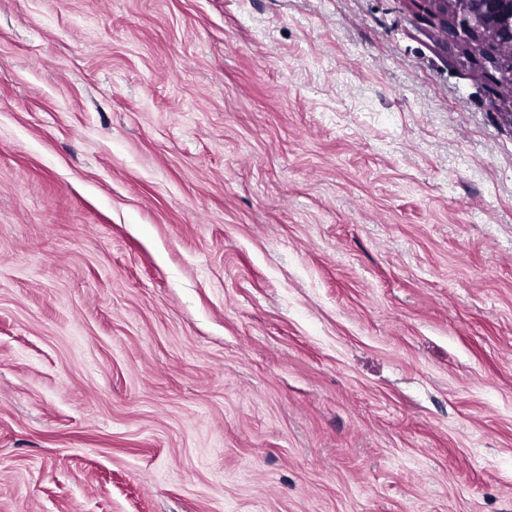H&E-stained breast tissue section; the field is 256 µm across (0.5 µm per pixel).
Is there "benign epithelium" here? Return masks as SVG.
<instances>
[{"mask_svg":"<svg viewBox=\"0 0 512 512\" xmlns=\"http://www.w3.org/2000/svg\"><path fill=\"white\" fill-rule=\"evenodd\" d=\"M422 17L446 42L479 56L490 78L512 87V0H419Z\"/></svg>","mask_w":512,"mask_h":512,"instance_id":"benign-epithelium-1","label":"benign epithelium"}]
</instances>
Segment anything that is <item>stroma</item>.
<instances>
[{"label": "stroma", "instance_id": "obj_1", "mask_svg": "<svg viewBox=\"0 0 512 512\" xmlns=\"http://www.w3.org/2000/svg\"><path fill=\"white\" fill-rule=\"evenodd\" d=\"M0 512H512V89L414 0H0Z\"/></svg>", "mask_w": 512, "mask_h": 512}]
</instances>
